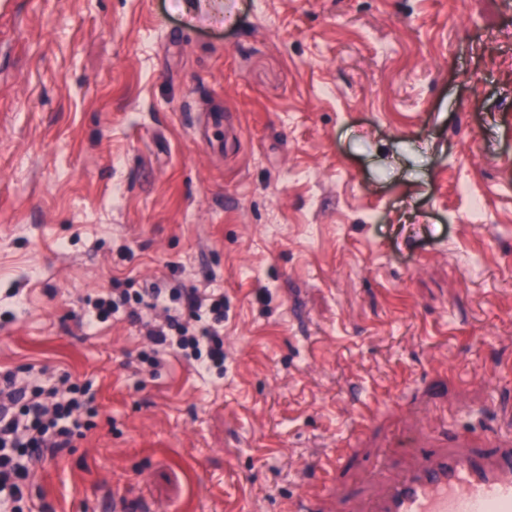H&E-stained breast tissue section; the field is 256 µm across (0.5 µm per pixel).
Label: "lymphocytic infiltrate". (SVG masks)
Instances as JSON below:
<instances>
[{"label":"lymphocytic infiltrate","mask_w":512,"mask_h":512,"mask_svg":"<svg viewBox=\"0 0 512 512\" xmlns=\"http://www.w3.org/2000/svg\"><path fill=\"white\" fill-rule=\"evenodd\" d=\"M88 311L106 321L119 308L140 324L150 343L140 362L156 364L172 350L204 369L224 367V298L174 285L141 291L115 288L87 302ZM92 385L63 377L52 384L9 381L0 398V512H25L29 467L43 455L72 448L76 437L93 426Z\"/></svg>","instance_id":"f902f5d3"}]
</instances>
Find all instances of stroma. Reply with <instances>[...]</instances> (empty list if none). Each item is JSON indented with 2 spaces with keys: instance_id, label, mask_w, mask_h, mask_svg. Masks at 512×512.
Instances as JSON below:
<instances>
[{
  "instance_id": "1",
  "label": "stroma",
  "mask_w": 512,
  "mask_h": 512,
  "mask_svg": "<svg viewBox=\"0 0 512 512\" xmlns=\"http://www.w3.org/2000/svg\"><path fill=\"white\" fill-rule=\"evenodd\" d=\"M224 296V372L115 287ZM67 373L96 426L32 512L357 503L512 446V0H0V378Z\"/></svg>"
}]
</instances>
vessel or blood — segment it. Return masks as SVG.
<instances>
[{
  "label": "vessel or blood",
  "instance_id": "obj_1",
  "mask_svg": "<svg viewBox=\"0 0 512 512\" xmlns=\"http://www.w3.org/2000/svg\"><path fill=\"white\" fill-rule=\"evenodd\" d=\"M374 512H512V448H448L388 486Z\"/></svg>",
  "mask_w": 512,
  "mask_h": 512
}]
</instances>
